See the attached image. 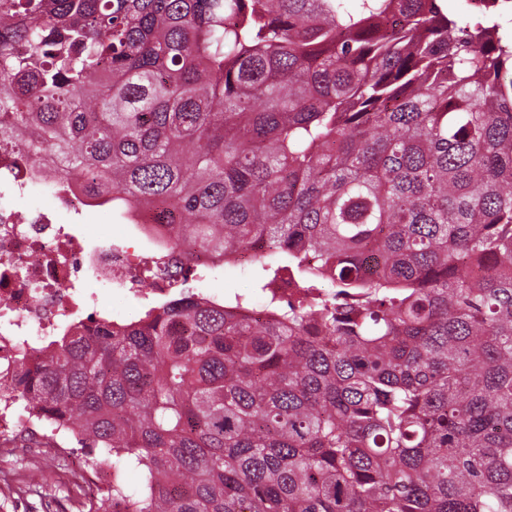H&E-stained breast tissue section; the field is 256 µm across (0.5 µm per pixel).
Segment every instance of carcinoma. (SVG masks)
Instances as JSON below:
<instances>
[{"label":"carcinoma","instance_id":"carcinoma-1","mask_svg":"<svg viewBox=\"0 0 512 512\" xmlns=\"http://www.w3.org/2000/svg\"><path fill=\"white\" fill-rule=\"evenodd\" d=\"M349 2L0 0L3 147L301 288L43 341L14 402L112 459L88 512H512V36Z\"/></svg>","mask_w":512,"mask_h":512}]
</instances>
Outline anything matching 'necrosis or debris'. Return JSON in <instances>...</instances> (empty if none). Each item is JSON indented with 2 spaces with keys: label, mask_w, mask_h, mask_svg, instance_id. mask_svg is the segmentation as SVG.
<instances>
[{
  "label": "necrosis or debris",
  "mask_w": 512,
  "mask_h": 512,
  "mask_svg": "<svg viewBox=\"0 0 512 512\" xmlns=\"http://www.w3.org/2000/svg\"><path fill=\"white\" fill-rule=\"evenodd\" d=\"M56 173L22 152L0 151V435L15 434L12 411L15 358L32 336H55L82 319H96L100 291L136 298L168 300L178 287L172 264L173 225L156 223L154 208L141 210L128 225L123 245L92 243L68 231L62 216L94 213L99 201L84 190L80 177L56 191L51 210L23 212L14 196L51 183ZM151 250L155 275L145 281L140 253Z\"/></svg>",
  "instance_id": "1"
}]
</instances>
